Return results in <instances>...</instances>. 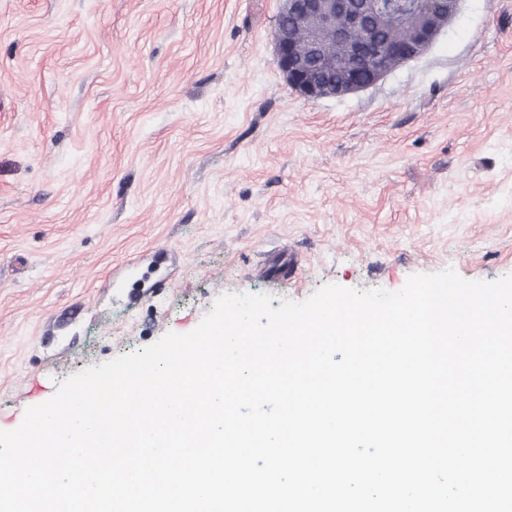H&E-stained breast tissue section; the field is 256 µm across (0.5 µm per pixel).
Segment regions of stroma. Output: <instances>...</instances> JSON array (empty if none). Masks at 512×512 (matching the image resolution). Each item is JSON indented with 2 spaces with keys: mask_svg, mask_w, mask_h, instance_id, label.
<instances>
[{
  "mask_svg": "<svg viewBox=\"0 0 512 512\" xmlns=\"http://www.w3.org/2000/svg\"><path fill=\"white\" fill-rule=\"evenodd\" d=\"M282 0H0V428L225 293L512 274V0L307 98ZM299 260L300 285L268 256Z\"/></svg>",
  "mask_w": 512,
  "mask_h": 512,
  "instance_id": "35a3bbf8",
  "label": "stroma"
}]
</instances>
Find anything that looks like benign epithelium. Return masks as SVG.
<instances>
[{"instance_id":"obj_1","label":"benign epithelium","mask_w":512,"mask_h":512,"mask_svg":"<svg viewBox=\"0 0 512 512\" xmlns=\"http://www.w3.org/2000/svg\"><path fill=\"white\" fill-rule=\"evenodd\" d=\"M462 0H417L406 13L410 37L380 42L371 32L387 15L379 0H283L280 15L309 28L300 41L277 24V64L295 90L309 98L341 97L366 89L424 54L460 10Z\"/></svg>"}]
</instances>
